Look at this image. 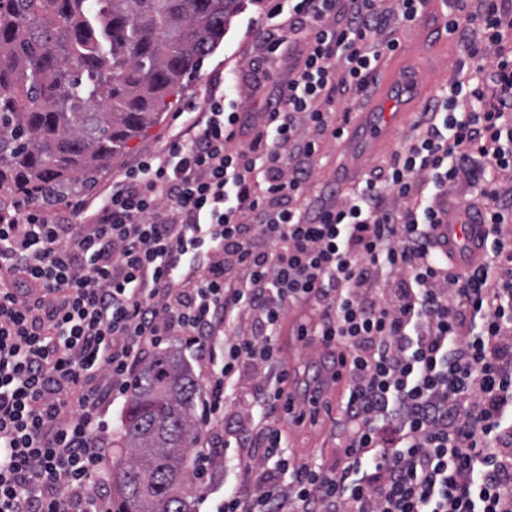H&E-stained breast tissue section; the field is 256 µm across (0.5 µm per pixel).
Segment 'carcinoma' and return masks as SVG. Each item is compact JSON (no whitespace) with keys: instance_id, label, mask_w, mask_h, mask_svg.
<instances>
[{"instance_id":"carcinoma-1","label":"carcinoma","mask_w":512,"mask_h":512,"mask_svg":"<svg viewBox=\"0 0 512 512\" xmlns=\"http://www.w3.org/2000/svg\"><path fill=\"white\" fill-rule=\"evenodd\" d=\"M245 0H0V209L88 185L200 75ZM197 382L158 352L129 389L112 512H191Z\"/></svg>"}]
</instances>
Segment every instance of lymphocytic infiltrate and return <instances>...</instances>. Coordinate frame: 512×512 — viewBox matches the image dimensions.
<instances>
[{"label":"lymphocytic infiltrate","mask_w":512,"mask_h":512,"mask_svg":"<svg viewBox=\"0 0 512 512\" xmlns=\"http://www.w3.org/2000/svg\"><path fill=\"white\" fill-rule=\"evenodd\" d=\"M430 2L273 0L258 111L229 73L106 194L0 215V512H112L108 408L173 343L202 368L194 477L238 480L222 512H512V0H447L467 62L419 134L348 194L314 179ZM462 184L491 244L456 270L434 229ZM292 308L309 370L349 358L331 466L285 433Z\"/></svg>","instance_id":"1"}]
</instances>
